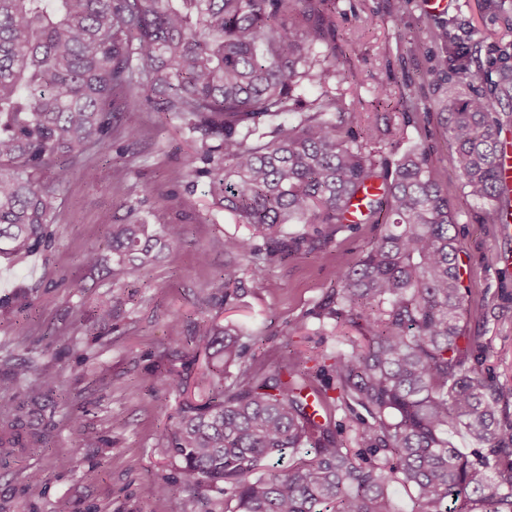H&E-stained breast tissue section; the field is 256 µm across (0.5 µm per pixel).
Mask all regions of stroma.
<instances>
[{
    "label": "stroma",
    "instance_id": "obj_1",
    "mask_svg": "<svg viewBox=\"0 0 512 512\" xmlns=\"http://www.w3.org/2000/svg\"><path fill=\"white\" fill-rule=\"evenodd\" d=\"M331 19L335 87L350 128L391 162L426 147L460 230L464 283L473 304L490 312L467 333L485 338L487 367L512 384V269L501 263L512 240L467 196L440 115L443 100L483 91L486 76L512 56V0H448L442 13L430 12L425 0H406L399 12L394 0H335ZM443 29L467 46V70L451 73L452 49L436 37ZM383 88L391 100L379 107ZM197 147L179 121L147 106L128 108L110 155H86L96 182L71 174L56 203L52 245L21 263L0 257V379L22 361L59 377L49 445L0 461L7 512H56L62 500L70 512H200V496L179 483L178 461L157 452L184 398H204L206 357L193 339L199 320L238 325L245 360L270 366L286 347L318 358L346 350L342 330L320 318L319 307L336 287L337 269L356 263L380 227L342 230L329 258L302 251L273 260L260 279L243 274L227 300L214 298L228 260L225 238L256 247L264 239L215 203L208 178L194 175ZM133 222L177 223L186 231L161 262L122 285L112 280L105 242L110 225ZM90 248L104 258L93 269L80 262ZM202 252L208 264L199 262ZM109 301V331L90 335L97 307ZM172 369L186 393L169 389ZM62 457L73 465L60 466ZM162 483L168 492H158Z\"/></svg>",
    "mask_w": 512,
    "mask_h": 512
}]
</instances>
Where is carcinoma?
<instances>
[{
	"label": "carcinoma",
	"instance_id": "obj_1",
	"mask_svg": "<svg viewBox=\"0 0 512 512\" xmlns=\"http://www.w3.org/2000/svg\"><path fill=\"white\" fill-rule=\"evenodd\" d=\"M333 0H0V256L19 261L49 246L54 203L84 153L112 151L119 117L145 102L200 142L194 173L214 198L266 241L238 238L224 250L262 262L302 250L329 254L351 229L345 213L369 180L361 223L383 230L361 259L338 272L319 316L358 343L329 365L284 349L274 370L241 362L232 324L205 320L195 335L216 349L210 395L179 408L161 433L164 456L182 463L186 488L224 496V512H398L392 485L412 512H512V386L485 368L487 318L469 299L458 264L459 232L448 189L426 149L389 168L369 139L345 130L336 48L327 44ZM320 89L304 107L303 80ZM482 93L445 106L462 185L502 223L508 143L493 104L512 106V65ZM272 117L270 140L252 139ZM288 224L302 229L284 231ZM184 227L114 224L112 277L125 284L181 240ZM224 264L220 288L240 283ZM237 368L230 374V368ZM327 374L336 397L314 378ZM55 374L18 365L0 382V451L48 442ZM341 408L353 436L333 421ZM463 440L468 452L456 445ZM360 450H351V444ZM291 451L292 463L275 462Z\"/></svg>",
	"mask_w": 512,
	"mask_h": 512
}]
</instances>
